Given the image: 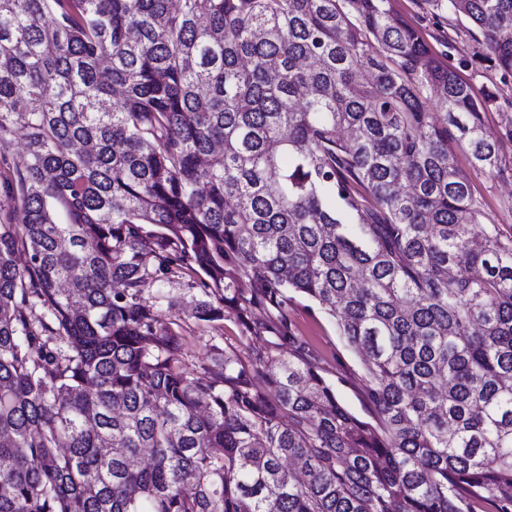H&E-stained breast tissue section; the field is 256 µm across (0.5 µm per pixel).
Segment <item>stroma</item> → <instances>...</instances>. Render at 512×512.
I'll use <instances>...</instances> for the list:
<instances>
[{
    "mask_svg": "<svg viewBox=\"0 0 512 512\" xmlns=\"http://www.w3.org/2000/svg\"><path fill=\"white\" fill-rule=\"evenodd\" d=\"M386 6L414 28L438 59L454 67L481 93L490 95L483 115L484 127L491 136H502L505 126L512 123V77H503L486 55L478 32L466 20L433 9L426 0H387ZM454 154L458 169L467 176L483 204L486 223L497 225L503 236H512V175L496 176L473 168L465 148L455 149ZM191 284V277L182 274L174 282H159L152 287L162 296V321L186 336L191 364L208 360L217 348L247 359L251 342L242 336L235 319L228 317L207 326L191 318L187 304ZM279 312L284 313L293 335L304 343L320 373L336 387L340 401L358 416H366L361 367L344 345L334 320L294 293L289 294L282 309H253L255 318L262 323Z\"/></svg>",
    "mask_w": 512,
    "mask_h": 512,
    "instance_id": "stroma-1",
    "label": "stroma"
}]
</instances>
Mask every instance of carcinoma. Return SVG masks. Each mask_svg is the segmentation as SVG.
I'll use <instances>...</instances> for the list:
<instances>
[{
  "label": "carcinoma",
  "mask_w": 512,
  "mask_h": 512,
  "mask_svg": "<svg viewBox=\"0 0 512 512\" xmlns=\"http://www.w3.org/2000/svg\"><path fill=\"white\" fill-rule=\"evenodd\" d=\"M385 2L0 0V160L25 139L0 512H512V237L448 141L512 161ZM429 2L512 75V0ZM175 264L203 275L192 318L255 337L248 361L188 370L145 296ZM289 291L358 355L370 419L284 323L252 331Z\"/></svg>",
  "instance_id": "1"
}]
</instances>
